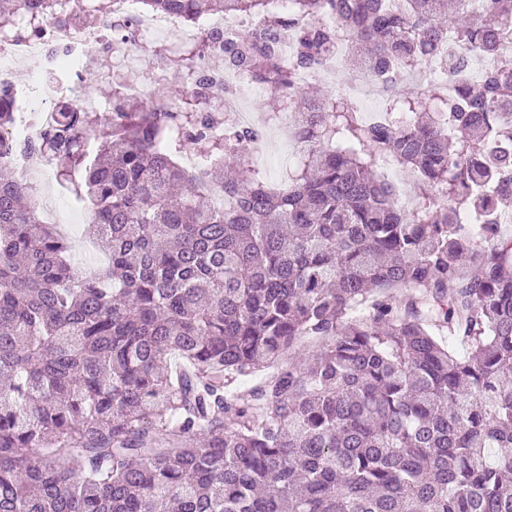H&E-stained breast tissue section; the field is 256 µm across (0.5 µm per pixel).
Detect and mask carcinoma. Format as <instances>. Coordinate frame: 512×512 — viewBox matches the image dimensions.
Wrapping results in <instances>:
<instances>
[{"instance_id": "cac0c4a2", "label": "carcinoma", "mask_w": 512, "mask_h": 512, "mask_svg": "<svg viewBox=\"0 0 512 512\" xmlns=\"http://www.w3.org/2000/svg\"><path fill=\"white\" fill-rule=\"evenodd\" d=\"M73 15L114 0H70ZM190 28L266 0H140ZM329 10L333 21L304 27ZM56 0H0V46ZM299 31L292 64L284 33ZM356 68L449 71L411 86L391 124L295 80L336 50ZM512 0H295L223 62L156 53L153 105L112 82V111L62 106L35 143L91 205L101 268L76 265L31 186L0 163V512H512ZM494 58L479 80L466 70ZM237 69L310 145L283 188L199 111L190 89ZM0 89V131L14 123ZM224 127V134L214 129ZM207 156L202 180L180 162ZM399 165L406 209L378 173ZM224 190V208L199 182ZM472 223H462L464 215ZM465 345L460 354L454 341ZM176 358L181 375L162 371ZM258 382L233 390L241 377Z\"/></svg>"}]
</instances>
